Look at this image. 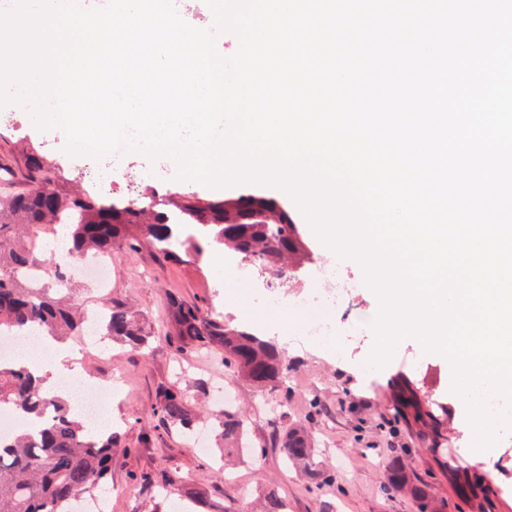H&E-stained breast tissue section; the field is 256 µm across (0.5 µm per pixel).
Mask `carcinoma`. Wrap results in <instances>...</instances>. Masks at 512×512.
I'll list each match as a JSON object with an SVG mask.
<instances>
[{"instance_id":"obj_1","label":"carcinoma","mask_w":512,"mask_h":512,"mask_svg":"<svg viewBox=\"0 0 512 512\" xmlns=\"http://www.w3.org/2000/svg\"><path fill=\"white\" fill-rule=\"evenodd\" d=\"M31 182L18 190L0 191V331L39 333L60 339L83 331L85 317L70 302L64 276L57 287L32 282L33 272L45 259L39 233L56 234V226H70L69 253L76 256L106 254L115 257L146 243L169 261L181 253H199L202 245L191 228L203 235L213 231V241L287 278L292 257L302 244L296 224L272 198L241 194L235 198L202 203L183 196L158 209L156 192H144L127 203L93 198L60 184L55 174L35 154L27 156ZM104 335L133 349L149 346L152 335L124 302L103 306ZM157 336L176 345L179 352H211L224 368L254 387L287 388V366L277 346L256 332L233 328L198 303L172 300ZM10 407L22 419L34 417L36 432L19 428L9 443L0 442V512H78L74 504L87 495L108 489L112 448L117 441L106 430L95 438L84 418L71 412L69 400L48 392L29 368L0 361V408ZM155 411L169 426L193 431L195 420L187 394L178 384L159 391ZM394 411L400 417H427L415 390L404 393ZM247 420L224 415V444L238 442ZM285 461L295 467L314 464V449L302 429L279 435ZM168 484L181 485L191 498L206 494L203 487L174 473ZM420 512H435L430 488L411 486ZM224 512H288L287 502L268 495L254 507L232 501Z\"/></svg>"}]
</instances>
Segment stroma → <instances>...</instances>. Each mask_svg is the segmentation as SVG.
Returning <instances> with one entry per match:
<instances>
[{"instance_id": "obj_1", "label": "stroma", "mask_w": 512, "mask_h": 512, "mask_svg": "<svg viewBox=\"0 0 512 512\" xmlns=\"http://www.w3.org/2000/svg\"><path fill=\"white\" fill-rule=\"evenodd\" d=\"M62 129H41L30 123L25 108H18L10 125H0V166L13 170L18 186H25L29 152L39 153L55 167L68 187L99 195L97 176L108 173L109 194L129 193L128 175L138 188L155 186L159 193L195 195L218 200L253 191L276 198L297 225L307 251L291 287L278 299L257 303L239 285L232 270L224 269V251L205 248L198 255L169 262L149 247L127 251L112 263V286L107 292L86 280L74 279L72 298L85 313L101 310L104 302L131 305L148 323L159 322L171 299L201 302L219 318L245 330L280 326L308 315L295 306L298 288L308 285L312 269L332 259L351 279L362 282L365 272L352 258L338 256L316 235L294 199L284 190L265 184H236L219 188L188 184L177 177L169 157L149 158L125 150L112 164L85 154H70ZM380 300L373 289L362 287L356 299L337 312L340 324L360 323L358 336L333 337L329 347L307 345L304 337L280 342L291 383L287 392L258 391L244 380L232 383V410L250 421L248 439L259 456L237 459L225 470L224 436L216 421L206 419L224 374L205 353L182 354L163 341L134 350L112 341L82 343L71 337L69 345L82 347L86 374L112 382L118 395L112 402L113 433L122 448L112 456L110 512H224L230 499L254 496L259 489L275 492L288 503V512H419L409 490H387L386 469L406 471L411 480L429 483L439 512H512V428H499L496 442L487 450L498 476L497 493L463 498L461 487L468 471L441 468L435 449L474 452L475 431L467 406L452 389L453 367L447 359L424 350L415 340L402 344L379 369L367 362L376 344L373 322ZM180 383L192 408L204 419L200 424L209 450L202 453L189 444V434L167 429L154 413L159 388ZM416 388L430 407L429 424L436 438L426 447L415 423L393 418V403L400 388ZM319 399L321 412L309 416L308 402ZM303 426L315 445L316 460L324 473L311 476L285 466L276 431ZM179 472L189 481L203 483L207 496L201 504L184 500L179 489L163 490L164 479Z\"/></svg>"}]
</instances>
